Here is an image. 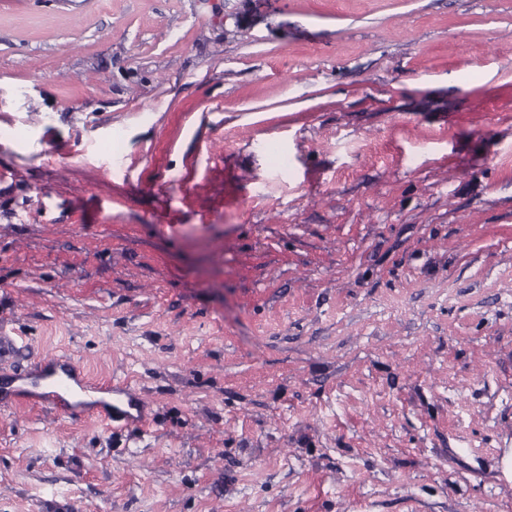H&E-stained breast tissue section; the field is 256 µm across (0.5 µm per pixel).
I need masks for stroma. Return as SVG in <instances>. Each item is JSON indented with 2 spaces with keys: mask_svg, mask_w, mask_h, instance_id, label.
I'll return each mask as SVG.
<instances>
[{
  "mask_svg": "<svg viewBox=\"0 0 512 512\" xmlns=\"http://www.w3.org/2000/svg\"><path fill=\"white\" fill-rule=\"evenodd\" d=\"M0 128L16 373L149 418L0 512H512V0H0ZM44 364L48 367H59L62 375L47 380L51 375L44 367H39L35 369V374L30 382L31 386L38 390L32 391L19 387L13 390V392L19 394L18 397L25 399L35 397L37 402L42 405L66 411L68 405L72 402L65 401L63 395L72 391V382H74L81 391L99 389L107 393L112 392V406L101 404L91 408L92 413L96 414L108 426H113L114 423L121 426L129 424L144 426L146 424L147 405L135 389L127 383L112 380L96 386L88 379L86 374H83L81 367L76 362L65 356L45 360ZM41 381H44V383L42 384ZM131 410H135V413H132Z\"/></svg>",
  "mask_w": 512,
  "mask_h": 512,
  "instance_id": "stroma-1",
  "label": "stroma"
}]
</instances>
